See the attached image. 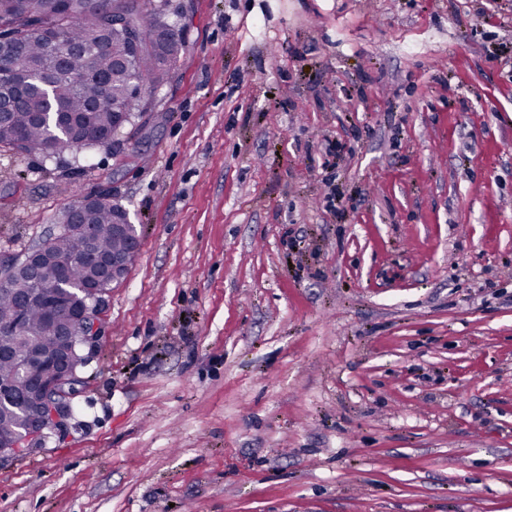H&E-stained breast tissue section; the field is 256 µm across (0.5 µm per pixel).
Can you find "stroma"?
<instances>
[{"label": "stroma", "instance_id": "obj_1", "mask_svg": "<svg viewBox=\"0 0 512 512\" xmlns=\"http://www.w3.org/2000/svg\"><path fill=\"white\" fill-rule=\"evenodd\" d=\"M166 9L118 145L0 147V259L102 194L141 241L0 512H512V0Z\"/></svg>", "mask_w": 512, "mask_h": 512}]
</instances>
